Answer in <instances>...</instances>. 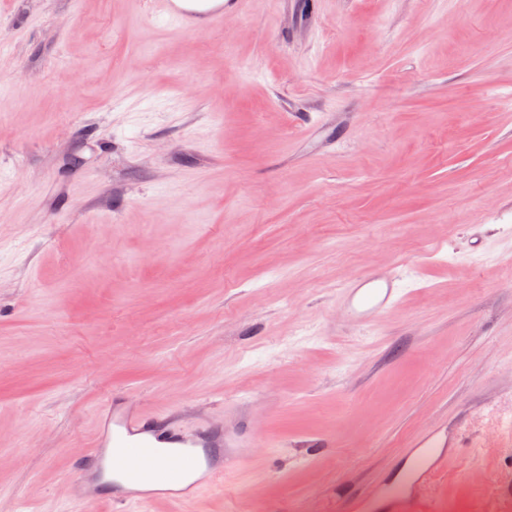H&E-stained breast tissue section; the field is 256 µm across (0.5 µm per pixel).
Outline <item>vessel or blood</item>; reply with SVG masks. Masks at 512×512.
Segmentation results:
<instances>
[{
    "mask_svg": "<svg viewBox=\"0 0 512 512\" xmlns=\"http://www.w3.org/2000/svg\"><path fill=\"white\" fill-rule=\"evenodd\" d=\"M165 21L177 31L212 28L224 21V7L216 0H161ZM401 290L394 274L368 273L349 282L341 293V305L351 321L359 326L371 324L378 316L397 306ZM444 433L435 430L416 443L412 482H419L440 462L436 453ZM224 430L209 423L198 424L193 432L183 431L176 415L154 416L136 413L127 403L109 398L102 416V436L83 456V475L88 490L85 501L99 498V483L110 479L112 502L148 504L156 496L172 500L193 497L217 486L223 466L210 463L211 456L222 454ZM162 478L160 490L141 489L146 470Z\"/></svg>",
    "mask_w": 512,
    "mask_h": 512,
    "instance_id": "vessel-or-blood-1",
    "label": "vessel or blood"
}]
</instances>
